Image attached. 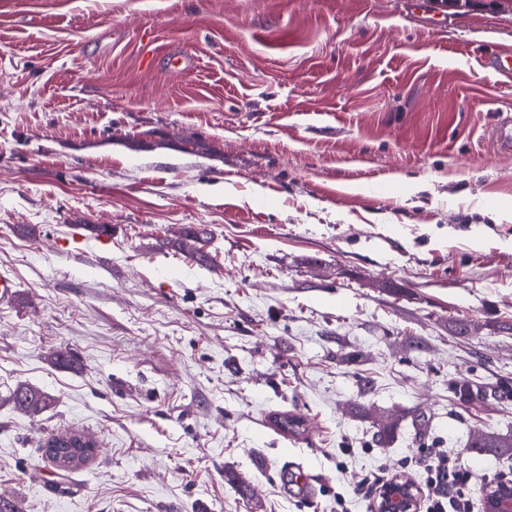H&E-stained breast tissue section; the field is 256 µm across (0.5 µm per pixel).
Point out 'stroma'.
I'll return each mask as SVG.
<instances>
[{
  "label": "stroma",
  "instance_id": "1",
  "mask_svg": "<svg viewBox=\"0 0 512 512\" xmlns=\"http://www.w3.org/2000/svg\"><path fill=\"white\" fill-rule=\"evenodd\" d=\"M501 48L506 0H0V499L372 512L365 474L424 483L428 448L481 475L476 501L512 480L467 448L512 431V400L449 389L512 380ZM186 224L212 266L171 248ZM21 383L51 408L18 411ZM74 431L96 453L57 470L40 445ZM454 397L462 404L485 403L488 400L505 401L512 398V386L506 378L495 382L455 379L450 382Z\"/></svg>",
  "mask_w": 512,
  "mask_h": 512
}]
</instances>
